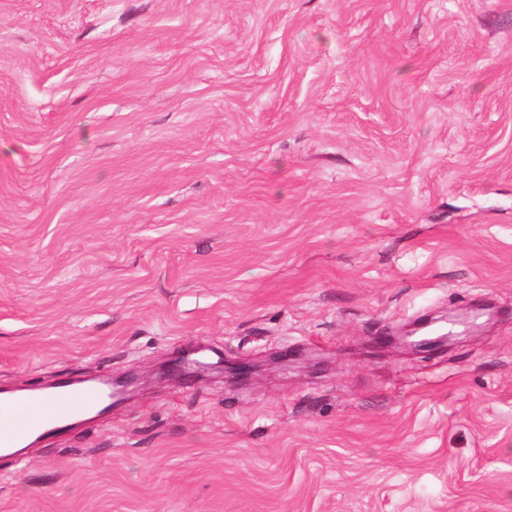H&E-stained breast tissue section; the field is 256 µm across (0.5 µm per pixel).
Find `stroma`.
Wrapping results in <instances>:
<instances>
[{
  "label": "stroma",
  "mask_w": 512,
  "mask_h": 512,
  "mask_svg": "<svg viewBox=\"0 0 512 512\" xmlns=\"http://www.w3.org/2000/svg\"><path fill=\"white\" fill-rule=\"evenodd\" d=\"M194 349L0 512H512V0H0V388ZM479 315H455L448 317H441L430 321L426 326H415L412 329L405 330L397 336L389 338L387 346L391 348L416 352L426 353L439 349H444L458 343L461 337H467L475 332L479 328V324L476 323ZM446 324V327L442 325ZM440 324L433 328L428 333L420 332L432 325ZM448 325L451 327L448 329ZM459 325L463 327L461 332L454 330L455 326ZM203 362L200 360H187L183 369H173V372L182 376L200 378L206 374L218 371L223 375L224 381L231 385H247L254 377L267 373L273 369L288 365V353L278 354L259 362L227 361L223 364Z\"/></svg>",
  "instance_id": "1"
}]
</instances>
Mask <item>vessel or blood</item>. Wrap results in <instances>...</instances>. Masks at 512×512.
Segmentation results:
<instances>
[{
	"label": "vessel or blood",
	"mask_w": 512,
	"mask_h": 512,
	"mask_svg": "<svg viewBox=\"0 0 512 512\" xmlns=\"http://www.w3.org/2000/svg\"><path fill=\"white\" fill-rule=\"evenodd\" d=\"M103 398L98 388L77 389L65 381L48 396L32 392L18 398L0 397V450L17 447L51 427L65 426L78 411L94 409Z\"/></svg>",
	"instance_id": "b4317fda"
}]
</instances>
